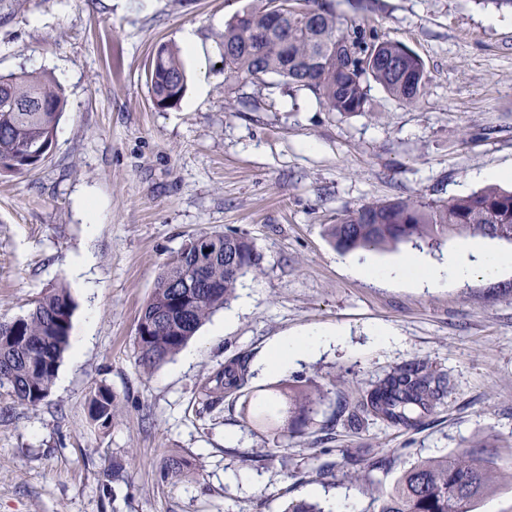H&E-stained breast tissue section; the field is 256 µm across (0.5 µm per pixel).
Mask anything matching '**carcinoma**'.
Returning <instances> with one entry per match:
<instances>
[{"label":"carcinoma","instance_id":"cac0c4a2","mask_svg":"<svg viewBox=\"0 0 512 512\" xmlns=\"http://www.w3.org/2000/svg\"><path fill=\"white\" fill-rule=\"evenodd\" d=\"M288 16V29L270 27L273 2ZM222 47L224 80L256 84L258 74L277 75L288 85L310 91L330 112L352 114L370 106V84L380 85L394 100L414 104L427 75L417 55L397 43L348 29L326 0H264L226 24ZM393 59L391 69L377 62L364 65L372 54ZM148 78L153 107L176 108L186 93V75L177 51L159 45ZM47 101L52 112H38L35 101ZM67 101L61 87L44 71L22 70L0 75V168L29 173L42 165L39 149L51 151L59 118ZM326 235L342 252L369 251L386 246H438L456 235L512 241V190L487 186L448 201L398 199L364 204L347 210ZM209 252L197 255V240ZM253 241L235 232H203L191 239L165 265L154 291L138 317L135 344L141 365L158 367L174 358L203 323L234 296L242 278L258 267ZM74 311L65 287L50 289L24 316L0 323V389L22 405L37 406L52 389L63 352L69 344ZM203 406L211 409L224 391L247 386L245 362L230 361L209 378ZM446 379L419 364L390 373L347 414V423L374 417L392 426L415 428L444 397ZM318 385L307 381L290 395L275 389L279 407L272 414L241 413L243 423L272 429L274 418L286 413L304 425L321 401ZM115 396L100 387L90 402V417L100 427L112 424ZM495 452L485 458L467 453L425 458L404 470L392 487L379 493L375 512H473L501 478Z\"/></svg>","mask_w":512,"mask_h":512}]
</instances>
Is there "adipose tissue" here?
I'll list each match as a JSON object with an SVG mask.
<instances>
[{"label":"adipose tissue","mask_w":512,"mask_h":512,"mask_svg":"<svg viewBox=\"0 0 512 512\" xmlns=\"http://www.w3.org/2000/svg\"><path fill=\"white\" fill-rule=\"evenodd\" d=\"M512 268V257L489 254L481 240L464 242L455 251L449 253L442 264H427L419 257L407 256L399 262L373 268L371 263L352 266L355 275L375 274L390 281H409L427 288H443L448 283H461L476 273L497 275ZM337 332L319 330L294 338H283L271 349L266 367L271 371H281L298 357L313 352L320 347L336 341Z\"/></svg>","instance_id":"adipose-tissue-1"}]
</instances>
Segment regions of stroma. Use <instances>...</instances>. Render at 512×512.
I'll return each mask as SVG.
<instances>
[{
	"label": "stroma",
	"instance_id": "35a3bbf8",
	"mask_svg": "<svg viewBox=\"0 0 512 512\" xmlns=\"http://www.w3.org/2000/svg\"><path fill=\"white\" fill-rule=\"evenodd\" d=\"M258 0H0V74L51 73L67 99L39 169L0 171V319L26 315L69 288L81 350L66 349L50 396L27 407L0 389V512H285L288 504L353 501L417 460L497 451L504 479L474 512H512V274L417 288L354 276L410 253L439 263L462 244L339 253L326 225L361 205L478 190L471 175L512 168V9L479 0H334L337 16L417 54L427 72L415 104L372 86L370 111L344 116L271 75L224 88L226 23ZM193 29L198 49L183 51ZM180 49L187 89L153 108L155 47ZM96 210L86 213L85 197ZM247 235L259 266L182 352L152 370L135 333L158 274L202 232ZM340 328L339 341L266 372L284 336ZM393 328L383 347L373 332ZM245 360L249 398L213 411L199 393L228 361ZM447 379L422 424L369 418L344 425L342 404L410 363ZM310 379L324 398L300 433L246 427L242 409ZM115 418L89 417L98 387ZM389 459L351 482L342 449ZM182 472L161 478L171 457ZM125 480L113 483V458Z\"/></svg>",
	"mask_w": 512,
	"mask_h": 512
}]
</instances>
